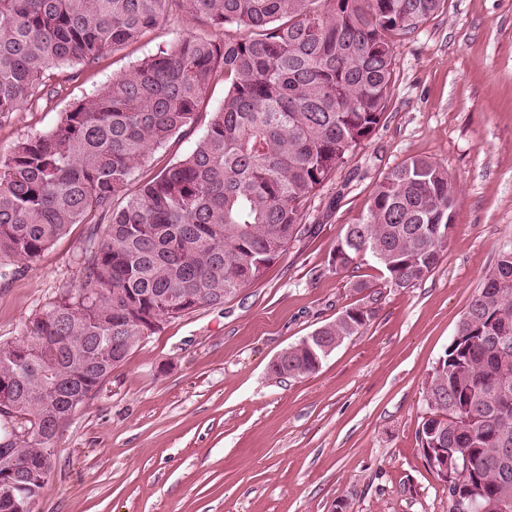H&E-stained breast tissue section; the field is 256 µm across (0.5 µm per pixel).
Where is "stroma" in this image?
I'll use <instances>...</instances> for the list:
<instances>
[{
	"mask_svg": "<svg viewBox=\"0 0 512 512\" xmlns=\"http://www.w3.org/2000/svg\"><path fill=\"white\" fill-rule=\"evenodd\" d=\"M234 33L173 12L147 39L76 66L58 95L0 117V159L158 48ZM393 67L379 126L305 203L297 241L223 305L137 344L60 432L36 512H448L417 432L428 373L512 247V0H445L398 39ZM414 158L457 186L436 267L405 289L368 255L354 272L332 270L344 225L361 222L377 185ZM85 236L73 225L30 262L0 252V343L30 336L78 285ZM372 297L374 320L315 373L271 375L281 350Z\"/></svg>",
	"mask_w": 512,
	"mask_h": 512,
	"instance_id": "stroma-1",
	"label": "stroma"
}]
</instances>
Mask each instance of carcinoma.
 <instances>
[{
	"label": "carcinoma",
	"instance_id": "1",
	"mask_svg": "<svg viewBox=\"0 0 512 512\" xmlns=\"http://www.w3.org/2000/svg\"><path fill=\"white\" fill-rule=\"evenodd\" d=\"M445 0H0V115L58 92L57 71L91 65L150 35L180 7L233 39L185 38L158 48L64 112L52 130L0 160V252L31 261L75 224L78 286L64 289L32 336L0 344V379L33 430L34 461L91 399L154 318L224 299L258 280L300 232L302 203L376 130L392 88L394 36ZM224 98L184 157L136 174L172 139L195 134L215 82ZM138 182V188L129 186ZM456 185L426 159L396 167L366 218L348 224L331 266L371 254L394 288L438 264L455 221ZM377 300L288 346L277 378L312 374L376 317ZM512 249L472 296L425 382L418 431L434 472L453 474L448 512L512 505ZM0 512L19 496L2 473Z\"/></svg>",
	"mask_w": 512,
	"mask_h": 512
}]
</instances>
